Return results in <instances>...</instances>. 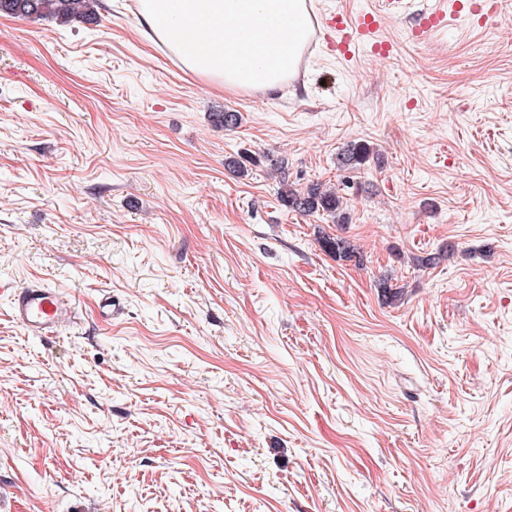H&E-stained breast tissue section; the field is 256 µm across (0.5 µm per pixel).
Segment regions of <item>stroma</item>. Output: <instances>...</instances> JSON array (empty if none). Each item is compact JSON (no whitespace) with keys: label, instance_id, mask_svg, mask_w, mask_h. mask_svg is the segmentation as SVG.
Masks as SVG:
<instances>
[{"label":"stroma","instance_id":"1","mask_svg":"<svg viewBox=\"0 0 512 512\" xmlns=\"http://www.w3.org/2000/svg\"><path fill=\"white\" fill-rule=\"evenodd\" d=\"M501 3L425 43L417 16L385 20L388 55L316 51L250 91L184 70L138 0L0 15V284L78 311L27 336L0 294V512H512ZM268 153L296 187L354 182L350 224L282 206Z\"/></svg>","mask_w":512,"mask_h":512}]
</instances>
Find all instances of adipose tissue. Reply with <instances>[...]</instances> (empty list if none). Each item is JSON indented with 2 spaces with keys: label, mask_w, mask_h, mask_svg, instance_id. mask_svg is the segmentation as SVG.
Returning a JSON list of instances; mask_svg holds the SVG:
<instances>
[{
  "label": "adipose tissue",
  "mask_w": 512,
  "mask_h": 512,
  "mask_svg": "<svg viewBox=\"0 0 512 512\" xmlns=\"http://www.w3.org/2000/svg\"><path fill=\"white\" fill-rule=\"evenodd\" d=\"M308 0H140L146 35L227 90L280 86L312 25Z\"/></svg>",
  "instance_id": "adipose-tissue-1"
}]
</instances>
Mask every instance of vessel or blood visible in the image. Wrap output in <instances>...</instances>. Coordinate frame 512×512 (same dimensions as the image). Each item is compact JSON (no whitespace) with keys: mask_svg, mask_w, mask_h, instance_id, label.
Listing matches in <instances>:
<instances>
[{"mask_svg":"<svg viewBox=\"0 0 512 512\" xmlns=\"http://www.w3.org/2000/svg\"><path fill=\"white\" fill-rule=\"evenodd\" d=\"M464 0H372L368 9L354 19H347L338 11L319 14L314 21L312 42L315 47L336 49L349 54L364 46L381 47L379 22L415 13L424 18L414 37L420 41L431 39L436 27L449 20L460 19L465 11ZM11 322L28 336L43 337L64 330L74 318L70 301L56 288L40 280L9 291Z\"/></svg>","mask_w":512,"mask_h":512,"instance_id":"b4317fda","label":"vessel or blood"}]
</instances>
